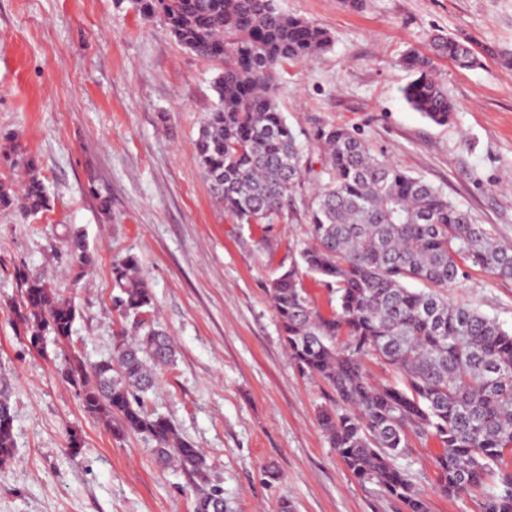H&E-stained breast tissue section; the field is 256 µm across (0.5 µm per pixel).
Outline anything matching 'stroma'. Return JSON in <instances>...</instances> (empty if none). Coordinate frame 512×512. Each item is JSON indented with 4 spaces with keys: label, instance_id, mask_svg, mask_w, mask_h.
<instances>
[{
    "label": "stroma",
    "instance_id": "stroma-1",
    "mask_svg": "<svg viewBox=\"0 0 512 512\" xmlns=\"http://www.w3.org/2000/svg\"><path fill=\"white\" fill-rule=\"evenodd\" d=\"M328 28L331 49L288 64L280 108L307 136L336 124L372 152L423 177L512 245V0H277ZM471 42L479 66L437 65L456 111L438 125L401 88L408 50L433 35ZM215 69L181 47L134 0H0V182L21 187L17 155L35 157L48 211H0V390L15 447L0 465V512H193L194 485L160 467L149 441L114 436L86 414L61 372L65 357L109 358L122 322L112 310L114 261L133 255L153 293L149 317L176 355L145 399L201 448L225 512H400L356 479L319 425L329 388L298 370L266 284L306 242L310 185L261 227L217 204L194 143L217 105ZM82 230L92 262L69 269L66 227ZM50 281L77 308L69 341L33 350L17 325L16 269ZM512 328V280L474 267L450 293ZM438 445L410 437L397 464L429 512H484V492L438 490Z\"/></svg>",
    "mask_w": 512,
    "mask_h": 512
}]
</instances>
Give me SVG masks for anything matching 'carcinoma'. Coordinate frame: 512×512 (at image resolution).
Segmentation results:
<instances>
[{
  "mask_svg": "<svg viewBox=\"0 0 512 512\" xmlns=\"http://www.w3.org/2000/svg\"><path fill=\"white\" fill-rule=\"evenodd\" d=\"M135 3L143 15L160 18L182 47L216 65L218 106L194 151L224 210L244 224L269 225L307 178L315 184L307 206L310 242L266 290L289 356L335 394L319 414L330 447L402 512H428L396 459L408 435L434 438L441 445L434 457L441 493L488 486L484 512H512V331L448 297L468 268L512 280V248L439 188L371 153L347 128L316 129L310 147L320 151L321 167L305 162L279 106V73L329 50L328 29L282 12L276 0ZM440 60L461 68L480 63L468 41L437 34L428 52L410 50L399 65L412 76L402 89L408 105L444 125L454 105L437 73ZM23 165L28 179L21 192L0 182V209L30 217L47 210L49 198L34 160ZM68 234L78 281L91 258L80 231ZM15 275L16 320L30 339H68L77 316L71 300L24 270ZM306 276L336 294L330 313L313 306ZM112 283V309L134 318L138 336L131 342L121 330L112 358L89 372L71 362L65 377L78 386L86 413L117 434L146 437L161 465L176 464L197 478L194 512H224V490L211 482L205 455L169 419L144 409L173 346L163 330L136 321L150 312L153 296L134 256L112 264ZM367 357L390 366L399 382H372ZM13 423L9 400L0 395V464L13 454Z\"/></svg>",
  "mask_w": 512,
  "mask_h": 512,
  "instance_id": "cac0c4a2",
  "label": "carcinoma"
}]
</instances>
